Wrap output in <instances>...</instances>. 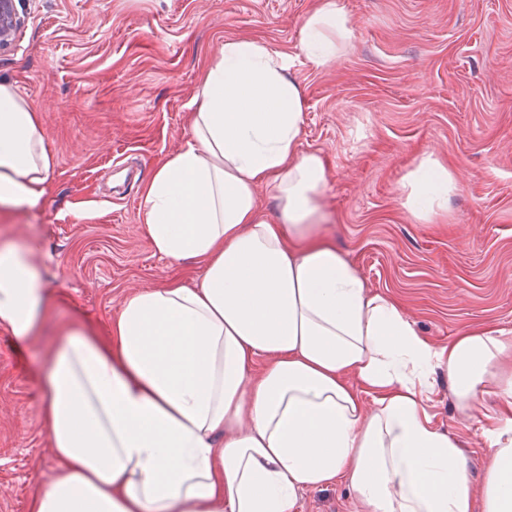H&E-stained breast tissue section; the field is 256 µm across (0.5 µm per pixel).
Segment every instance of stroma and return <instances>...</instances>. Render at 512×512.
I'll return each mask as SVG.
<instances>
[{
	"instance_id": "35a3bbf8",
	"label": "stroma",
	"mask_w": 512,
	"mask_h": 512,
	"mask_svg": "<svg viewBox=\"0 0 512 512\" xmlns=\"http://www.w3.org/2000/svg\"><path fill=\"white\" fill-rule=\"evenodd\" d=\"M341 2L354 45L317 67L297 55L315 0H23L0 79L42 116L55 172L37 209H0V241L32 252L52 298L27 344L0 330V512H28L55 473L49 353L77 323L106 335L128 293L193 274L154 252L140 194L185 145L189 105L226 39L294 56L302 147L329 165L321 235L372 289L438 345L463 328L512 329V0ZM424 151L448 162L459 188L447 217L419 224L400 181ZM428 412L481 481L484 435L462 420L446 377Z\"/></svg>"
}]
</instances>
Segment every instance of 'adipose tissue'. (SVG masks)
<instances>
[{
  "instance_id": "obj_1",
  "label": "adipose tissue",
  "mask_w": 512,
  "mask_h": 512,
  "mask_svg": "<svg viewBox=\"0 0 512 512\" xmlns=\"http://www.w3.org/2000/svg\"><path fill=\"white\" fill-rule=\"evenodd\" d=\"M302 31L316 66L354 41L341 0H319ZM293 64L251 36L212 57L189 140L141 192L155 252L201 276L126 295L107 336L79 326L54 351L56 472L29 512H298L301 492L337 485L360 512H512V335L487 326L434 346L318 239L328 165L302 148ZM54 166L41 116L0 81V207H37ZM400 188L428 223L458 182L423 153ZM50 300L31 252L0 244V328L28 343ZM438 374L468 420L498 399L481 483L426 412Z\"/></svg>"
}]
</instances>
